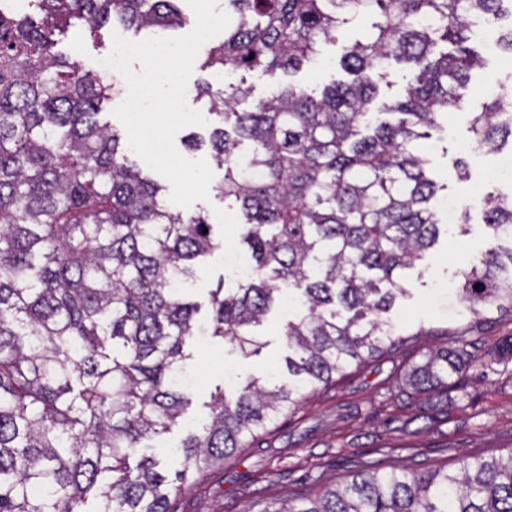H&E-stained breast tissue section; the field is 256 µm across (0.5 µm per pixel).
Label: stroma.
Wrapping results in <instances>:
<instances>
[{"mask_svg": "<svg viewBox=\"0 0 512 512\" xmlns=\"http://www.w3.org/2000/svg\"><path fill=\"white\" fill-rule=\"evenodd\" d=\"M113 27L100 38L87 35L79 25L58 34V48L76 54L86 68L94 69L113 45ZM342 44H324L314 62L297 72L276 71L253 76V100L265 98L277 85L297 83L320 92L335 80L344 79L338 60ZM483 66L471 72L472 92L464 111L454 114L442 130L434 132L429 157L433 174L441 186L442 210L469 211L471 229L462 234L452 228L440 240L428 266L411 269V294L399 299L390 311L392 320L408 342L400 349L374 359L350 373L336 386L311 396L296 412L284 417L268 432L224 466L209 470L177 501L178 512H259L262 497L284 498L308 478L353 474L360 459H375L386 453L404 460L422 454L433 461H447L456 469L464 455L500 453L512 448V359L490 361L487 348L512 336V313L490 311L483 329L474 334L476 363L456 388L442 395L441 405L424 410L391 396L393 384L429 349L450 343L446 329L461 323L460 305L452 292L455 271L481 257L490 246L483 226L479 199L486 195L512 196V144L490 154L463 152L468 140L471 113L492 103L501 85L512 83V64L501 53L485 51ZM465 170H457V159ZM192 212L211 218L215 235L223 237L224 249L200 270L192 297L206 303L208 293L226 274V252H234L239 265L250 262V254L238 237L237 210L219 196L192 205ZM288 307L273 310L261 328L265 346L249 358L226 354L221 343L200 337L192 350L189 373L194 377V397L183 421L163 438L152 441L149 455L169 465L171 450L193 427L207 418L206 403L215 387L235 394L241 379L262 376L281 364L287 353L282 326Z\"/></svg>", "mask_w": 512, "mask_h": 512, "instance_id": "obj_1", "label": "stroma"}]
</instances>
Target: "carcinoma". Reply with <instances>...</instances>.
I'll return each mask as SVG.
<instances>
[{
	"label": "carcinoma",
	"mask_w": 512,
	"mask_h": 512,
	"mask_svg": "<svg viewBox=\"0 0 512 512\" xmlns=\"http://www.w3.org/2000/svg\"><path fill=\"white\" fill-rule=\"evenodd\" d=\"M41 20L0 0V512H176L206 471L224 464L306 393L336 384L405 338L385 314L408 293L404 273L426 261L441 222L439 186L422 149L441 120L465 109L480 54L470 20L497 26L512 54L507 0H224V40L199 59L196 95L219 118L208 139L224 171L215 190L243 218L256 272L209 292L207 333L244 356L257 328L289 295L288 383L249 379L230 399L210 395V419L182 440L173 472L141 453L191 404L187 345L199 330L186 295L198 267L224 247L206 214L171 210L128 139L98 121L114 86L58 51L72 19L92 37L112 23L145 40L181 27L180 0H33ZM367 37L347 47L335 81L316 96L286 83L249 106L240 70H300L354 18ZM454 50L435 53L439 42ZM407 65L399 98L371 105L386 65ZM512 85L473 113L472 142L512 140ZM497 245L461 272L475 319L512 310V199L484 198ZM209 232H204V229ZM473 323L432 350L396 386L411 402L445 392L467 369ZM261 512H512V450L475 454L456 470L391 455L352 479H322Z\"/></svg>",
	"instance_id": "1"
}]
</instances>
